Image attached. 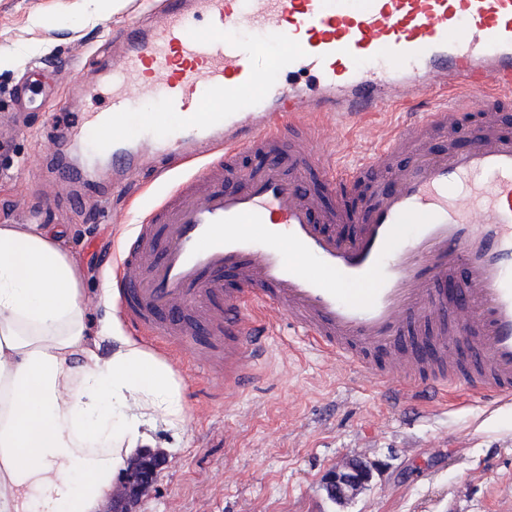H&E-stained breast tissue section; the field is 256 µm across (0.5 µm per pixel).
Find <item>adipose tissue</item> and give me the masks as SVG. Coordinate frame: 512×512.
Returning <instances> with one entry per match:
<instances>
[{"label": "adipose tissue", "mask_w": 512, "mask_h": 512, "mask_svg": "<svg viewBox=\"0 0 512 512\" xmlns=\"http://www.w3.org/2000/svg\"><path fill=\"white\" fill-rule=\"evenodd\" d=\"M84 270L40 224H0V512H108L119 475L187 418L184 381L91 324Z\"/></svg>", "instance_id": "obj_1"}]
</instances>
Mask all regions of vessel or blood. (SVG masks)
Wrapping results in <instances>:
<instances>
[{"label": "vessel or blood", "instance_id": "obj_1", "mask_svg": "<svg viewBox=\"0 0 512 512\" xmlns=\"http://www.w3.org/2000/svg\"><path fill=\"white\" fill-rule=\"evenodd\" d=\"M120 42L101 64L112 97L90 119L110 170L104 196L153 157L208 159L119 260L138 331L192 354L235 395L266 352L251 301L374 383L402 379V402L462 385L512 403V136L486 125L447 156L419 149L393 170L410 136L452 127L442 107L353 166L325 145L283 149L308 112L343 122L450 89L488 110L512 92V0H160ZM154 94L162 111L134 110ZM247 152L269 162L243 176L231 161ZM315 174L332 193L371 175L373 191L358 209L327 210ZM419 314L427 334L406 337L404 317Z\"/></svg>", "mask_w": 512, "mask_h": 512}]
</instances>
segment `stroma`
I'll use <instances>...</instances> for the list:
<instances>
[{
    "instance_id": "stroma-1",
    "label": "stroma",
    "mask_w": 512,
    "mask_h": 512,
    "mask_svg": "<svg viewBox=\"0 0 512 512\" xmlns=\"http://www.w3.org/2000/svg\"><path fill=\"white\" fill-rule=\"evenodd\" d=\"M157 0H0V224H46L84 270L91 323L111 281L129 225L154 208L199 162L177 159L168 176L146 177L110 208L56 180L51 129L75 124L64 153L96 177L87 123L111 97L98 69L121 29ZM439 99L336 123L309 117L335 160L360 157L368 130L392 133ZM268 351L254 384L232 401L224 382L184 354L183 433L158 428L166 466L138 512H512V404L465 401L419 416L394 410L380 386L353 365L312 350L284 315L268 314ZM359 460L368 485L344 504L323 487L330 471Z\"/></svg>"
}]
</instances>
